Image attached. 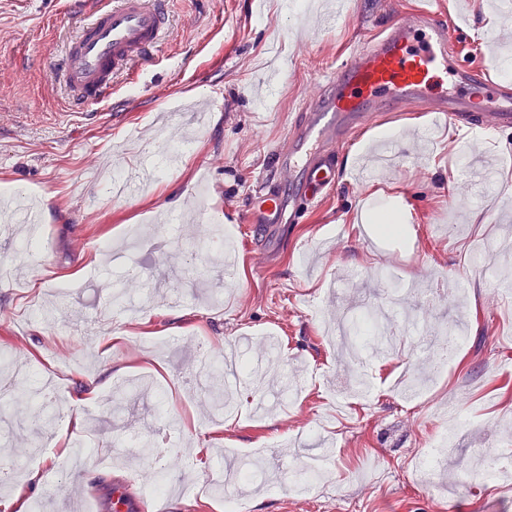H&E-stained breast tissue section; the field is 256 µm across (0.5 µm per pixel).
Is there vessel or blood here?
Segmentation results:
<instances>
[{
  "instance_id": "vessel-or-blood-1",
  "label": "vessel or blood",
  "mask_w": 512,
  "mask_h": 512,
  "mask_svg": "<svg viewBox=\"0 0 512 512\" xmlns=\"http://www.w3.org/2000/svg\"><path fill=\"white\" fill-rule=\"evenodd\" d=\"M94 6L70 38L56 75L69 106H100L117 94L121 76L152 57L169 21L171 0H93ZM464 24L441 19L431 0L385 25L378 36L351 54L346 64L323 79L326 92L307 105L288 142L276 153L277 169L300 193L285 198L276 187L258 192L257 213L243 214L246 228L257 224H289L301 210L331 192L338 178L336 146L367 126L370 109L393 99V111L423 105L457 131L482 136L512 128V81L477 79L474 69L457 70L458 88L438 95L432 87L447 71L450 47ZM424 48L414 49L418 33ZM481 85L497 107L476 111L469 87Z\"/></svg>"
}]
</instances>
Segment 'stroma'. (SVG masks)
<instances>
[{
  "mask_svg": "<svg viewBox=\"0 0 512 512\" xmlns=\"http://www.w3.org/2000/svg\"><path fill=\"white\" fill-rule=\"evenodd\" d=\"M417 0H346L328 27L287 0H172L155 60L135 69L109 105L68 109L53 61L82 18L80 0H0V186L42 205L36 265L26 235L0 233V502L33 469L30 512H63L77 490L91 508L125 483L147 512H222V482L247 512H512V476L487 478L484 446L512 457V257L485 270L473 246L505 243L512 228V128L478 149L494 165L460 207L461 134L425 112L382 114L337 150L339 181L293 224L244 233L239 219L275 150L323 76ZM457 58L478 69L495 39L512 40V14L485 28L487 0H470ZM278 67L265 100L253 88ZM394 163L356 178L378 142ZM223 165L211 162L212 156ZM400 204L403 235L383 238L364 216ZM202 209L231 227L223 253L181 219ZM269 257L255 264L254 251ZM233 280H225L223 265ZM120 288L137 310L111 306ZM363 304L388 341L360 362L330 335ZM463 344L443 375L414 353L448 321ZM148 387L114 410L129 379ZM49 389L62 416L34 429L30 395ZM230 395L227 408L215 400ZM466 420L434 474L422 461L448 429V405ZM81 426H74V419ZM333 465L306 492L288 465L316 444ZM262 447L268 482L234 478L237 450Z\"/></svg>",
  "mask_w": 512,
  "mask_h": 512,
  "instance_id": "1",
  "label": "stroma"
}]
</instances>
